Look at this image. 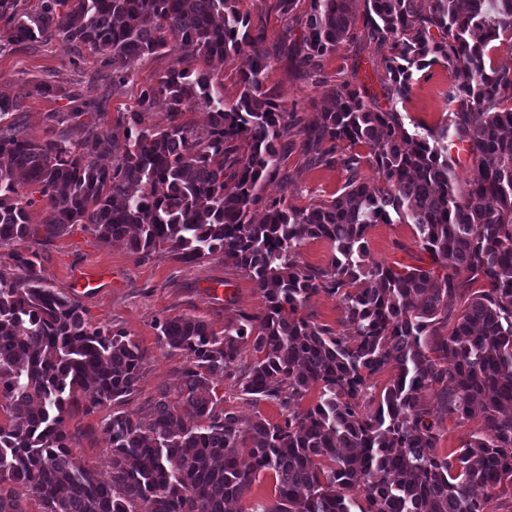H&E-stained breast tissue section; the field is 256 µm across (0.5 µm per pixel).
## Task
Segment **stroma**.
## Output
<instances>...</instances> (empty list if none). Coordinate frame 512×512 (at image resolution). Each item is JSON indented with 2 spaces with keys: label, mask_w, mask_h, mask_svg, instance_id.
<instances>
[{
  "label": "stroma",
  "mask_w": 512,
  "mask_h": 512,
  "mask_svg": "<svg viewBox=\"0 0 512 512\" xmlns=\"http://www.w3.org/2000/svg\"><path fill=\"white\" fill-rule=\"evenodd\" d=\"M384 55V49L373 44L346 43L325 58L321 82L307 79L282 61L270 70L267 83L308 121L328 101L338 70L355 62L361 71L379 70ZM171 64V58L163 54L145 58L133 83L116 89L109 68L98 54L57 37L0 54V92L20 99L21 109L12 119L32 138L44 137L52 113L79 109L84 111L86 122L106 131L114 127L119 113L132 104L140 89L155 84ZM453 80V74L442 65L426 69L409 100L398 107L405 124L442 125L447 115L444 94ZM283 170L284 177L268 182L265 193L298 208L336 197L346 181V173L339 166L311 164L299 149L285 160ZM417 235L412 224L372 225L366 234L368 256L393 267L430 268L431 260L419 249ZM37 254L50 286L60 294L76 296L91 324L125 333L144 353L137 387L118 406H101L91 414L77 408L66 418L74 455L105 480L110 475L105 419L116 409L146 415L160 388L173 391L180 385L184 357L159 339L156 321L189 315L220 331L239 313L262 311L264 299L255 283L244 272L225 264L221 256L190 267L164 251L140 260L122 242L102 243L81 224L45 240ZM78 276L91 280L79 293L74 290ZM214 391L220 408L236 411L244 421L277 423L282 419L278 404L244 399L236 381L221 380ZM423 400L440 430L438 448L442 453L460 447L481 427L477 418L458 424L444 416L435 391H425Z\"/></svg>",
  "instance_id": "1"
}]
</instances>
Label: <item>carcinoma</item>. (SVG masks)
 Wrapping results in <instances>:
<instances>
[{
	"instance_id": "cac0c4a2",
	"label": "carcinoma",
	"mask_w": 512,
	"mask_h": 512,
	"mask_svg": "<svg viewBox=\"0 0 512 512\" xmlns=\"http://www.w3.org/2000/svg\"><path fill=\"white\" fill-rule=\"evenodd\" d=\"M356 2L310 0L301 15L299 0H275L299 71L321 74L345 42L388 50L383 73L373 72L382 94L353 81L354 63L332 106L302 125L266 85L275 54L263 23L235 0H36L22 12L21 0H0V52L59 36L100 54L114 86L149 56L174 58L116 131L55 113L51 122L72 133L51 126L36 141L5 122L20 100L0 93V248L10 247L14 269L0 271V398L10 413L0 424V512H23L17 485L43 512H138L143 501L151 512H227L268 473L276 498L252 512H488L490 497L473 490L512 485V55L492 56L512 50V0H364L361 13ZM186 49L202 65L182 67ZM240 55L248 63L230 104L219 70ZM435 64L456 78L446 121L411 131L397 104ZM199 99L211 108L202 130L186 119ZM160 102L166 126L146 125ZM302 135L314 162L347 178L335 198L297 208L264 191ZM450 138L477 168L462 186ZM365 163L383 186L363 181ZM28 185L49 210L42 235L29 218L35 201L20 194ZM395 222L416 226L431 269L369 259L368 228ZM72 224L141 258L159 248L186 265L220 255L265 299L221 334L195 317L158 323L161 341L186 357L182 386L161 389L146 421L114 412L104 422L106 482L77 463L65 415L80 393L91 408L130 395L143 352L48 286L33 246ZM319 238L334 249L328 267L300 264ZM319 293L336 296L353 335L299 315ZM248 346L256 359L241 391L277 402L281 423L218 408L214 383L238 378ZM390 366L376 397L370 379ZM314 387V405L298 410ZM432 387L448 418L483 420L445 457L421 402Z\"/></svg>"
}]
</instances>
